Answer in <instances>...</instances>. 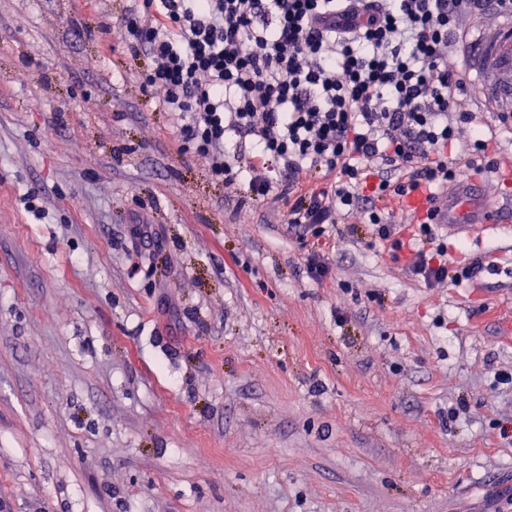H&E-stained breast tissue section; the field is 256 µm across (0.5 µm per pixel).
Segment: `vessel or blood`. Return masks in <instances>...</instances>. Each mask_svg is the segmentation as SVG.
Listing matches in <instances>:
<instances>
[{"label": "vessel or blood", "instance_id": "obj_1", "mask_svg": "<svg viewBox=\"0 0 512 512\" xmlns=\"http://www.w3.org/2000/svg\"><path fill=\"white\" fill-rule=\"evenodd\" d=\"M466 66L479 100L493 112L512 114V14L499 17L490 27L472 34ZM493 220L478 184L461 182L449 189L441 208V222L449 235H472Z\"/></svg>", "mask_w": 512, "mask_h": 512}]
</instances>
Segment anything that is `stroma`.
Listing matches in <instances>:
<instances>
[{"label": "stroma", "instance_id": "stroma-1", "mask_svg": "<svg viewBox=\"0 0 512 512\" xmlns=\"http://www.w3.org/2000/svg\"><path fill=\"white\" fill-rule=\"evenodd\" d=\"M128 6L0 0V512H512V176L459 286L297 239L183 150Z\"/></svg>", "mask_w": 512, "mask_h": 512}]
</instances>
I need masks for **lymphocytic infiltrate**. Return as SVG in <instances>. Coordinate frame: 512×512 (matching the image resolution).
Masks as SVG:
<instances>
[{
    "label": "lymphocytic infiltrate",
    "mask_w": 512,
    "mask_h": 512,
    "mask_svg": "<svg viewBox=\"0 0 512 512\" xmlns=\"http://www.w3.org/2000/svg\"><path fill=\"white\" fill-rule=\"evenodd\" d=\"M492 12L512 0H131L119 27L184 141L229 184L250 146L252 201L288 198L297 238L359 213L399 252L382 203L424 197L408 269L432 288L485 269L448 264L434 225L463 171L499 167L454 65Z\"/></svg>",
    "instance_id": "1"
}]
</instances>
